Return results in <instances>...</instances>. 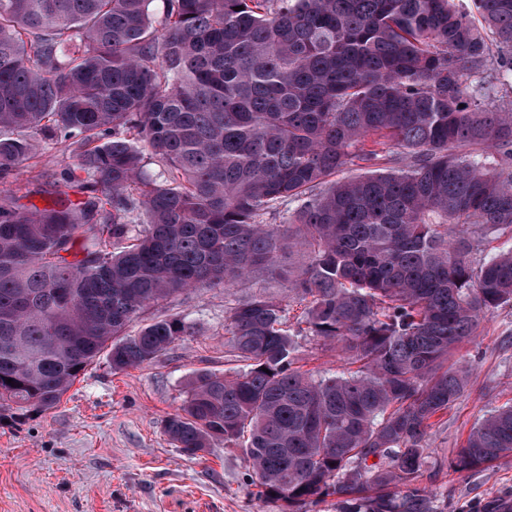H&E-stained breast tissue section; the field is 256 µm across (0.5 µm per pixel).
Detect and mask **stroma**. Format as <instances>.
I'll return each instance as SVG.
<instances>
[{"instance_id": "obj_1", "label": "stroma", "mask_w": 512, "mask_h": 512, "mask_svg": "<svg viewBox=\"0 0 512 512\" xmlns=\"http://www.w3.org/2000/svg\"><path fill=\"white\" fill-rule=\"evenodd\" d=\"M30 139L35 151L12 179L14 195L41 208L81 200L63 178L76 164L69 151L35 133ZM43 175L55 177V194H32ZM259 293L289 301L286 283L260 272L226 290H189L151 307L140 323L177 315L193 325V335L137 368L113 369L101 354L54 408L18 422L0 420V512H280L279 502L258 496L243 448L217 439L193 458L175 448L164 429L197 373L237 368L224 322L232 308ZM295 343L298 364L312 377L346 364L341 348L309 336ZM454 357L470 365L467 384L432 420L423 483L438 512H494L499 503L512 504V458L462 473L450 463L483 416L512 405V305L488 313Z\"/></svg>"}]
</instances>
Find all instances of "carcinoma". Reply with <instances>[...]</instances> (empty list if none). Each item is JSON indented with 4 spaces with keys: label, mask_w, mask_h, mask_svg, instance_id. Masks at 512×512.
Segmentation results:
<instances>
[{
    "label": "carcinoma",
    "mask_w": 512,
    "mask_h": 512,
    "mask_svg": "<svg viewBox=\"0 0 512 512\" xmlns=\"http://www.w3.org/2000/svg\"><path fill=\"white\" fill-rule=\"evenodd\" d=\"M151 2L0 0V417L53 408L106 350L115 370L154 361L193 327L128 333L147 307L275 274L300 244L299 331L347 367L302 371L285 309L258 294L224 323L242 366L196 374L166 434L191 457L244 444L281 512H437L428 429L468 373L448 361L512 305V248L478 260L470 236H512V0H166L162 33ZM34 130L75 156L86 199L11 201ZM349 166L369 171L334 179ZM138 213L145 234L108 250ZM511 457L509 406L455 467Z\"/></svg>",
    "instance_id": "carcinoma-1"
}]
</instances>
